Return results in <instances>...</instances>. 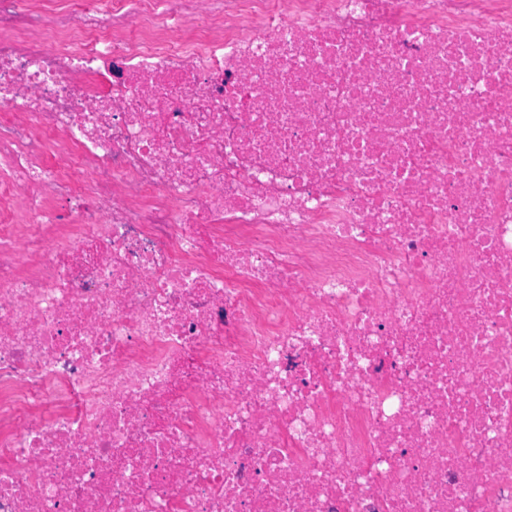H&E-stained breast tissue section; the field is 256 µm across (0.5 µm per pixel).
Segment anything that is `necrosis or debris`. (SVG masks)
I'll return each mask as SVG.
<instances>
[{
  "mask_svg": "<svg viewBox=\"0 0 512 512\" xmlns=\"http://www.w3.org/2000/svg\"><path fill=\"white\" fill-rule=\"evenodd\" d=\"M0 512H512V0H0Z\"/></svg>",
  "mask_w": 512,
  "mask_h": 512,
  "instance_id": "1",
  "label": "necrosis or debris"
}]
</instances>
